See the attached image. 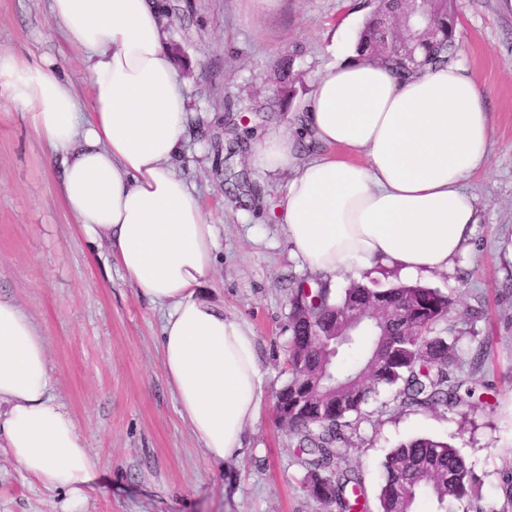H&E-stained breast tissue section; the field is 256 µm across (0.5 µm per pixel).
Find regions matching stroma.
Masks as SVG:
<instances>
[{
  "label": "stroma",
  "mask_w": 512,
  "mask_h": 512,
  "mask_svg": "<svg viewBox=\"0 0 512 512\" xmlns=\"http://www.w3.org/2000/svg\"><path fill=\"white\" fill-rule=\"evenodd\" d=\"M192 118L176 162L219 230L217 273L204 288L256 336L264 399L234 465L209 460L178 413L160 350L163 312L140 298L112 262L107 241L77 228L60 196V159L32 134L23 112L0 96V295L44 335L55 395L76 422L97 478L82 499L25 474L0 444V512H330L304 486L296 440L276 418L288 381L291 290L320 274L293 254L272 212L293 174L251 165L270 131L293 133L314 77L333 65L335 33L359 30L351 0H160ZM459 59L477 74L493 111V149L470 186L482 222L447 270L359 274L373 288L421 285L450 301L440 335L456 339L459 379L483 388L469 404L404 406L396 390L373 394L344 430L345 465L363 475L377 512L382 464L401 443L428 436L465 457L483 512H512L503 477L512 472V9L504 0H452ZM0 48L53 61L82 103L92 90L85 57L53 24L48 0H0ZM300 51L278 92L279 64ZM482 361H473L475 350Z\"/></svg>",
  "instance_id": "obj_1"
}]
</instances>
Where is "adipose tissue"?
<instances>
[{"label":"adipose tissue","instance_id":"ef3b65f1","mask_svg":"<svg viewBox=\"0 0 512 512\" xmlns=\"http://www.w3.org/2000/svg\"><path fill=\"white\" fill-rule=\"evenodd\" d=\"M67 43L88 60L82 106L51 62L0 49V89L33 134L63 155L60 193L89 240H107L123 277L164 307L161 352L181 419L211 460L243 456L260 416L255 335L203 294L214 278L217 226L173 161L184 149L188 99L165 49L156 0H50ZM316 76L301 122L324 151L301 159L273 131L254 148L264 172L291 170L275 215L295 254L328 281L376 264L443 271L482 220L470 177L492 150L488 93L459 61L399 77L360 58ZM48 488L81 494L97 463L55 396L44 337L0 296V440Z\"/></svg>","mask_w":512,"mask_h":512}]
</instances>
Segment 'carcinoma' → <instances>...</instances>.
Wrapping results in <instances>:
<instances>
[{
    "label": "carcinoma",
    "mask_w": 512,
    "mask_h": 512,
    "mask_svg": "<svg viewBox=\"0 0 512 512\" xmlns=\"http://www.w3.org/2000/svg\"><path fill=\"white\" fill-rule=\"evenodd\" d=\"M402 0H379L358 34L357 49L374 60L394 65L405 78L417 68L447 63L457 56L456 28L448 25V4L437 3L435 33L413 35L403 50L376 15L394 14ZM303 301V316L317 326L343 312L365 314L364 335L336 345V398L321 394L324 358L308 322L290 312L288 383L278 392L281 409L288 410V430L297 439L307 469L306 487L320 501L343 512H367L363 477L354 468H340L346 449L342 428L362 415L364 406L380 387L398 388L401 403L435 408L464 403L462 382L454 376L455 342L435 334L448 314V297L422 286L370 288L352 282L338 297L324 285L293 288L291 305ZM423 497L431 498L436 512H448L453 502L479 501V484L472 468L449 443L419 437L401 444L383 463L378 512H416Z\"/></svg>",
    "instance_id": "1"
}]
</instances>
